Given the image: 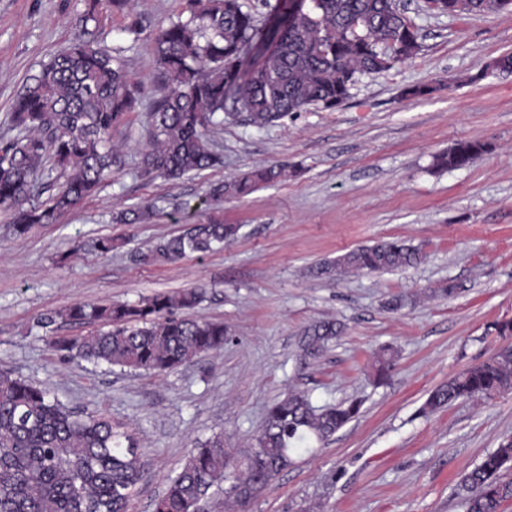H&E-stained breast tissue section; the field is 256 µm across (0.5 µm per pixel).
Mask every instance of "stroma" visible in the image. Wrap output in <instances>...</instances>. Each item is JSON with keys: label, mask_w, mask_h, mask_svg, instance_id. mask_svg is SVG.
<instances>
[{"label": "stroma", "mask_w": 512, "mask_h": 512, "mask_svg": "<svg viewBox=\"0 0 512 512\" xmlns=\"http://www.w3.org/2000/svg\"><path fill=\"white\" fill-rule=\"evenodd\" d=\"M397 2L421 35L415 58L362 78L333 111L312 107L264 129L242 115L225 121L214 135L223 167L168 180L142 172L159 85L152 38L187 18L186 0H0V132L17 93L80 35L91 7L102 19L98 41L122 49L142 92L114 137L122 163L95 197L18 239L0 213V369L132 427L145 470L129 512H152L197 442L220 433L232 455L254 447L268 406L292 391L316 406L356 398L361 412L301 453L246 512H465L463 475L512 436V392L418 413L429 391L494 354L493 324L512 319V75L488 69L512 53V12L430 14L421 0ZM135 17L145 26L137 37L125 32ZM417 84L435 91L404 98ZM461 139L491 149L471 167L433 170V154ZM267 164L287 165V179L225 198L224 221L238 234L223 250L137 261L156 239L183 231L184 203H198L210 183ZM150 202L163 209L151 223L113 222ZM98 237L117 249L82 250ZM394 238L418 248L420 263L340 280L313 273ZM444 283L456 293L430 296ZM187 288L205 293L190 317L224 323L228 339L164 375L66 362L37 323L76 302ZM397 296L408 302L394 310ZM324 320L343 333L307 358L305 332ZM386 345L398 358L377 386L375 354Z\"/></svg>", "instance_id": "35a3bbf8"}]
</instances>
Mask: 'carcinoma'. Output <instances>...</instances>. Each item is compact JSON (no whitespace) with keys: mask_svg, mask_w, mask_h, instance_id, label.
Instances as JSON below:
<instances>
[{"mask_svg":"<svg viewBox=\"0 0 512 512\" xmlns=\"http://www.w3.org/2000/svg\"><path fill=\"white\" fill-rule=\"evenodd\" d=\"M512 7V0H441L436 13L463 14ZM282 24L267 26L240 0H188L189 17L158 30L153 52L160 71L158 97L147 124L144 171L180 178L215 168L222 155L211 135L224 119L247 114L257 128L272 126L310 106L332 110L345 103L363 76L377 75L415 57L420 34L395 0H288ZM100 24L81 16L83 34L42 65L13 100L9 127L0 136V210L22 237L38 224H54L92 197L112 177L114 134L139 105V89L119 52L97 41ZM477 139L457 141L433 156L437 170L472 166L487 151ZM288 177L269 165L211 184L199 204L205 216L193 228L162 238L140 253L145 263H175L205 256L233 239L216 205L245 196L262 184ZM150 206L122 210L120 224H144ZM419 250L401 239L354 248L322 263L320 275L383 273L415 266ZM203 299L197 289L158 292L136 302H79L40 318L44 327L89 324L88 336L57 334L51 348L63 359H81L133 371L163 374L224 346V324L187 319L180 312ZM343 332L341 323L320 321L308 332L307 348L319 355ZM395 351L376 357L384 381ZM512 391V350L448 378L428 394L422 412L434 413L458 400L491 399ZM357 399L316 407L291 393L267 408L256 446L243 454L241 474L224 448V435L199 444L154 502L153 512H198L201 499L223 482H237L244 503L253 486L293 464V456L323 443L355 419ZM512 438L502 441L462 478L469 492L466 512H498L507 500ZM144 462L128 428L100 412L77 410L51 392L9 371H0V512H129Z\"/></svg>","mask_w":512,"mask_h":512,"instance_id":"1","label":"carcinoma"}]
</instances>
